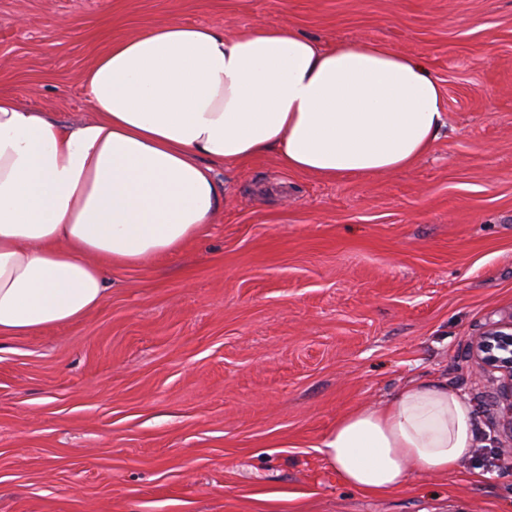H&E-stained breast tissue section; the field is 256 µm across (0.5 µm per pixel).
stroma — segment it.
Returning <instances> with one entry per match:
<instances>
[{
  "mask_svg": "<svg viewBox=\"0 0 512 512\" xmlns=\"http://www.w3.org/2000/svg\"><path fill=\"white\" fill-rule=\"evenodd\" d=\"M289 27L424 61L445 126L412 166L334 180L218 164L176 255L113 268L80 321L0 339V512H512L469 343L512 313V0H0V93L70 124L111 39ZM464 396L472 457L395 492L316 449L412 379Z\"/></svg>",
  "mask_w": 512,
  "mask_h": 512,
  "instance_id": "stroma-1",
  "label": "stroma"
}]
</instances>
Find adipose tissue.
<instances>
[{"mask_svg":"<svg viewBox=\"0 0 512 512\" xmlns=\"http://www.w3.org/2000/svg\"><path fill=\"white\" fill-rule=\"evenodd\" d=\"M91 119L62 125L0 94V338L86 317L107 271L180 252L222 205L211 162L275 151L325 179L411 166L445 125L419 59L371 40L326 49L262 24L232 37L170 21L113 40L84 76ZM470 405L405 383L317 445L374 494L453 472L472 452Z\"/></svg>","mask_w":512,"mask_h":512,"instance_id":"1","label":"adipose tissue"}]
</instances>
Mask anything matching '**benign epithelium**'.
Returning <instances> with one entry per match:
<instances>
[{"mask_svg": "<svg viewBox=\"0 0 512 512\" xmlns=\"http://www.w3.org/2000/svg\"><path fill=\"white\" fill-rule=\"evenodd\" d=\"M472 351L484 369L489 371L485 375L487 387L506 395L501 417L512 433V314L491 323L474 339ZM494 372L502 373V377H492Z\"/></svg>", "mask_w": 512, "mask_h": 512, "instance_id": "obj_1", "label": "benign epithelium"}]
</instances>
